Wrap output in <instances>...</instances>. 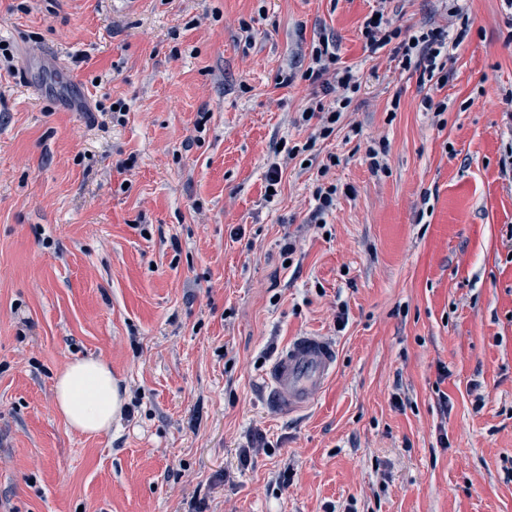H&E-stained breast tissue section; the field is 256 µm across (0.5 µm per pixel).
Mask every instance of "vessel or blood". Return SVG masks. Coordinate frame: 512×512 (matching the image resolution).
Listing matches in <instances>:
<instances>
[{"label": "vessel or blood", "mask_w": 512, "mask_h": 512, "mask_svg": "<svg viewBox=\"0 0 512 512\" xmlns=\"http://www.w3.org/2000/svg\"><path fill=\"white\" fill-rule=\"evenodd\" d=\"M336 366V348L329 341L310 334L292 337L265 373L271 409L280 414L306 410L321 396Z\"/></svg>", "instance_id": "obj_1"}]
</instances>
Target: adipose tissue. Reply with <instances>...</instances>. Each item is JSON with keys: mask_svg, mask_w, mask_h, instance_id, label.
<instances>
[{"mask_svg": "<svg viewBox=\"0 0 512 512\" xmlns=\"http://www.w3.org/2000/svg\"><path fill=\"white\" fill-rule=\"evenodd\" d=\"M54 403L73 430L98 434L120 416L125 398L105 361L85 359L69 363L57 377Z\"/></svg>", "mask_w": 512, "mask_h": 512, "instance_id": "adipose-tissue-1", "label": "adipose tissue"}]
</instances>
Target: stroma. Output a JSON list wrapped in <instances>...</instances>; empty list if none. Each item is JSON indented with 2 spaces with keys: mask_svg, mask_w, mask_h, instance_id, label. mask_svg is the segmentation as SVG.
Listing matches in <instances>:
<instances>
[{
  "mask_svg": "<svg viewBox=\"0 0 512 512\" xmlns=\"http://www.w3.org/2000/svg\"><path fill=\"white\" fill-rule=\"evenodd\" d=\"M118 2L0 0V512H512V11L461 0L439 86L365 47L378 0ZM323 36L362 86L316 146L338 187L316 229L317 166L271 201L264 174L310 134ZM304 333L336 375L274 413L266 367ZM84 359L132 410L92 436L54 405Z\"/></svg>",
  "mask_w": 512,
  "mask_h": 512,
  "instance_id": "obj_1",
  "label": "stroma"
}]
</instances>
